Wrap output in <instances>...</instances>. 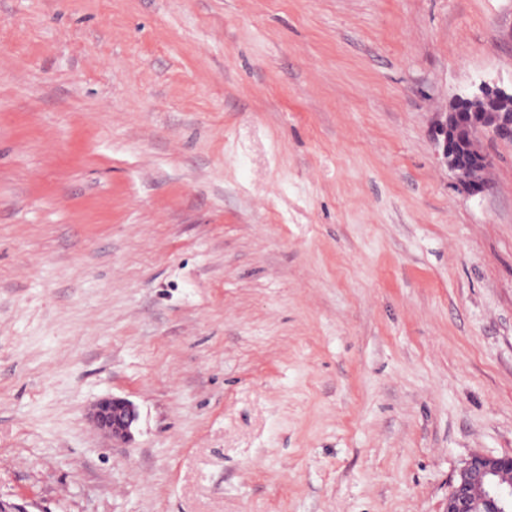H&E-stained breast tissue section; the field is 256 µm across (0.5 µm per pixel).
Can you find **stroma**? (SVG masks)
<instances>
[{
	"mask_svg": "<svg viewBox=\"0 0 512 512\" xmlns=\"http://www.w3.org/2000/svg\"><path fill=\"white\" fill-rule=\"evenodd\" d=\"M512 0H0V500L443 512L512 455ZM132 401V439L87 418ZM460 103L478 105L482 107L481 113H484L483 116L480 115V120L473 125V130L470 133V146L468 143V129L473 118L479 116V110L476 107L467 108L461 113L459 120L460 108H458V105ZM456 127L457 131L453 145ZM478 130L487 132L499 140L512 141V86L511 91L508 92L501 87L484 85L480 88L479 93L472 96L457 97L450 107L438 135L442 137V152L448 164V169L460 180L463 179V176L456 166L454 146L458 151L463 172L467 174L479 166L481 172L484 170V180L486 182L485 172L487 167L490 166V162L485 156V163L480 165L471 153L472 151L477 156L483 154L474 138V134ZM469 180L470 182L477 180L475 170L470 172Z\"/></svg>",
	"mask_w": 512,
	"mask_h": 512,
	"instance_id": "obj_1",
	"label": "stroma"
}]
</instances>
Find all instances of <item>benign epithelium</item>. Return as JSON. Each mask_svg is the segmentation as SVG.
Here are the masks:
<instances>
[{
  "label": "benign epithelium",
  "mask_w": 512,
  "mask_h": 512,
  "mask_svg": "<svg viewBox=\"0 0 512 512\" xmlns=\"http://www.w3.org/2000/svg\"><path fill=\"white\" fill-rule=\"evenodd\" d=\"M461 103L482 107L483 116L473 125L493 137L512 141V91L484 85L472 96H459L441 124L442 152L448 170L462 177L456 166L453 136L459 122ZM94 427L114 441L133 436L138 414L132 402L122 397H106L88 411ZM512 509V455L491 456L474 453L459 469L448 493L444 512H509Z\"/></svg>",
  "instance_id": "benign-epithelium-1"
}]
</instances>
